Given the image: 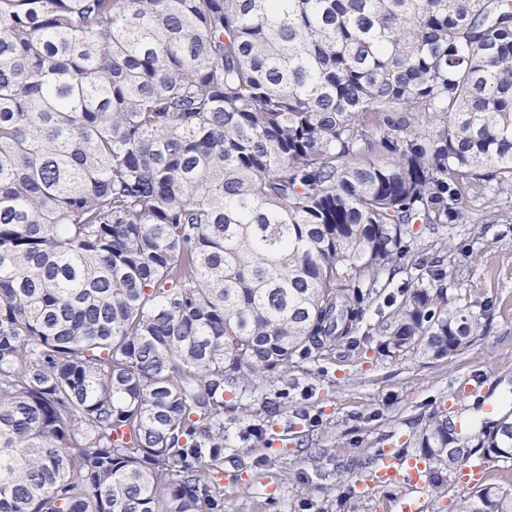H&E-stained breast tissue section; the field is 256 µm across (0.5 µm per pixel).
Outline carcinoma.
I'll return each instance as SVG.
<instances>
[{
  "label": "carcinoma",
  "mask_w": 512,
  "mask_h": 512,
  "mask_svg": "<svg viewBox=\"0 0 512 512\" xmlns=\"http://www.w3.org/2000/svg\"><path fill=\"white\" fill-rule=\"evenodd\" d=\"M473 186L512 196V0H0V512H224V393L354 335ZM454 286L378 349L483 336ZM456 427L433 491L512 461L509 414Z\"/></svg>",
  "instance_id": "carcinoma-1"
}]
</instances>
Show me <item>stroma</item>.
I'll return each mask as SVG.
<instances>
[{"instance_id":"1","label":"stroma","mask_w":512,"mask_h":512,"mask_svg":"<svg viewBox=\"0 0 512 512\" xmlns=\"http://www.w3.org/2000/svg\"><path fill=\"white\" fill-rule=\"evenodd\" d=\"M463 208L460 224L410 225L399 273L379 282L351 339L272 378L268 391L287 395L279 415L263 418L262 442L243 439L254 418L245 400L226 395L235 419L225 445L237 454L224 460V512H400L403 490L353 492L370 473L364 456L413 447L430 415H456L477 398L512 413V198L476 187ZM437 264L453 266L461 295L486 306L485 335L449 360L380 353L372 337L403 291L432 287ZM464 383L471 390L461 397ZM496 477L493 464L480 473L458 464L421 512H453L459 496Z\"/></svg>"}]
</instances>
